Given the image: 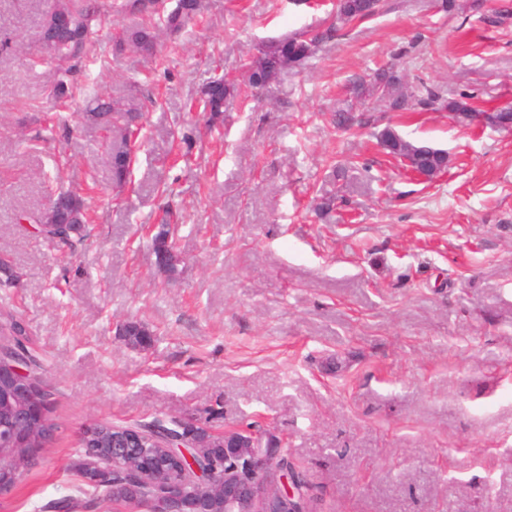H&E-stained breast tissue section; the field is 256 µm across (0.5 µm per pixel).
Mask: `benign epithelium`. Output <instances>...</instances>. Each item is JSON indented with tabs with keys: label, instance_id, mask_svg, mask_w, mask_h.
<instances>
[{
	"label": "benign epithelium",
	"instance_id": "benign-epithelium-1",
	"mask_svg": "<svg viewBox=\"0 0 512 512\" xmlns=\"http://www.w3.org/2000/svg\"><path fill=\"white\" fill-rule=\"evenodd\" d=\"M156 238L159 252L167 257L156 266L171 279L182 257L175 248L170 225H161ZM35 390L37 385L29 378V371L12 350L0 344V409L20 419L28 417ZM198 426L206 438L224 440V465L213 464L203 477L195 465L174 475L143 464L142 457L156 440L171 449L189 448L197 458L204 459L206 442L192 432ZM84 441L88 442V453L108 445L112 447V463L123 462L122 469L113 473L114 483L156 487L147 495L123 500L131 507L130 512H182L180 503L192 488L201 499L214 490L223 493L224 512H315L314 496L305 492L307 482L277 465L283 442L269 429L227 426L215 432L191 417H174L127 431L115 428L110 436L90 427L85 429Z\"/></svg>",
	"mask_w": 512,
	"mask_h": 512
}]
</instances>
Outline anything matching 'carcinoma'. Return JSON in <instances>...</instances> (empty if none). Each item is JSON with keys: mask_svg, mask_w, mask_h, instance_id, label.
I'll use <instances>...</instances> for the list:
<instances>
[{"mask_svg": "<svg viewBox=\"0 0 512 512\" xmlns=\"http://www.w3.org/2000/svg\"><path fill=\"white\" fill-rule=\"evenodd\" d=\"M54 7L66 13L71 19L74 35L60 40L50 53L53 64L55 88L64 95L73 93L72 76L82 61L89 57L96 46L98 26L106 15H132L141 19V23L125 29L120 44L133 46L141 50L152 49L155 33L165 29L178 32L184 28L198 12V0H179L178 9L163 16L152 0H55ZM385 10L384 0H336L333 11V22L322 31L311 34L307 40L302 35H288L292 41V49L306 62L312 58L320 45L333 37V33L343 30L357 22L366 20ZM291 68L282 59L281 40H271L262 44L257 54L248 64V70H256L261 82L268 83L275 79L283 70ZM238 90L237 85L222 77L209 81L202 89L198 103L203 111L216 115L223 111L224 99ZM350 99L338 104L332 120L337 127L348 129L358 122L354 115L353 102L376 100L381 102L390 112H404L416 106L433 112L446 111L466 120L479 111L471 98L463 95L457 99H447L433 88L425 87L419 91H411L406 81V74L393 66L375 71L369 78H354L349 83ZM95 103L91 116L104 121V126L112 129V145H110L107 162L112 169L116 181H123L129 173L128 161L131 160V139L134 130L131 126L137 119L135 108L124 109L120 105H109L99 98H92ZM490 126L502 130L512 127V108H502L488 117ZM378 145L393 158H408L413 165L432 174L447 168L446 153L427 143H413L401 136L391 125L375 133ZM44 237L56 241L69 248L85 241L83 236H75L60 231L40 229ZM133 343L140 347H150L155 341V334L146 326L131 322L127 329ZM0 339L8 342L15 340V348L24 355V367L38 378L40 396L47 405H52L50 392L42 378V364L37 355V341L31 336L23 320L9 310H0ZM52 438L46 431L35 438V447L30 452L16 458L6 459L4 463L14 467L18 477L35 468L39 462V451ZM76 476L72 485L73 494L57 500L73 509L83 496H91L100 508H112V492L107 480H96L89 475L83 463L82 452L70 466Z\"/></svg>", "mask_w": 512, "mask_h": 512, "instance_id": "carcinoma-1", "label": "carcinoma"}]
</instances>
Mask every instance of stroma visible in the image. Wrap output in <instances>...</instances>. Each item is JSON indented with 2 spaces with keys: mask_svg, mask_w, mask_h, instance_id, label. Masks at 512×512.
I'll list each match as a JSON object with an SVG mask.
<instances>
[{
  "mask_svg": "<svg viewBox=\"0 0 512 512\" xmlns=\"http://www.w3.org/2000/svg\"><path fill=\"white\" fill-rule=\"evenodd\" d=\"M389 2L256 93L258 46L328 26L329 0H200L150 53L116 44L134 18H104L74 81L141 114L120 183L88 99L52 90V0H0V253L19 274L0 308L38 341L56 426L0 512L64 493L86 427L188 415L273 429L318 512H512V131L374 101L371 126L332 122L347 80L390 60L412 87L512 105V0ZM224 75L240 88L214 119L194 102ZM388 123L447 169L424 181L383 153ZM61 191L91 224L72 252L15 221ZM169 211L173 280L145 234ZM132 321L152 347L127 344Z\"/></svg>",
  "mask_w": 512,
  "mask_h": 512,
  "instance_id": "stroma-1",
  "label": "stroma"
}]
</instances>
